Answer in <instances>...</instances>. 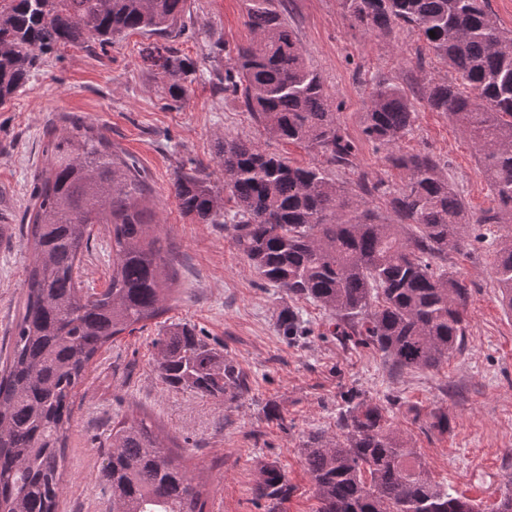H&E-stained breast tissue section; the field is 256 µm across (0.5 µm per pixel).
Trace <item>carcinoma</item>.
Wrapping results in <instances>:
<instances>
[{
    "instance_id": "carcinoma-1",
    "label": "carcinoma",
    "mask_w": 512,
    "mask_h": 512,
    "mask_svg": "<svg viewBox=\"0 0 512 512\" xmlns=\"http://www.w3.org/2000/svg\"><path fill=\"white\" fill-rule=\"evenodd\" d=\"M245 2L251 37L224 69V92L240 98L269 136L312 147L330 165H351L356 147L275 0ZM185 5L0 0V106L30 80L38 53L103 48L129 30L172 42L185 29ZM340 6L366 32L410 29L456 72L458 80H431L420 95L472 143L500 210L468 214L434 156L400 151L415 104L391 83L373 85L363 133L391 149L387 160L403 175V187L389 199L397 224L365 199L381 186L362 183V195L351 196L322 166L292 165L231 137L216 143L224 183L178 172L172 190L199 224L224 223L225 205L233 203L239 252L269 283L328 310L340 343L373 347L397 373L436 369L465 346L469 289L435 259L460 249L471 224L510 225L499 236L493 273L512 311V33L486 0H340ZM145 58L161 70L173 100L187 97L193 61L171 46L164 55L149 49ZM65 122L69 131L52 143L33 193L25 224L32 259L0 371V512H56L63 448L90 364L118 335L159 316L173 284L140 170L102 131L76 117ZM96 224L112 229V276L107 288L90 293L79 286L76 269ZM278 325L285 336L302 329L289 310ZM156 346V370L168 387L219 402L245 389L234 361L184 324L170 326ZM339 425L342 436L315 432L302 444L316 512H476L471 501L432 481L381 404L360 399L341 413ZM108 440L101 474L112 512H205L206 489L150 418L118 422ZM288 492L282 470L263 465L255 494L272 504L269 512H278Z\"/></svg>"
}]
</instances>
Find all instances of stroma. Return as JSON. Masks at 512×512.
Instances as JSON below:
<instances>
[{
  "label": "stroma",
  "instance_id": "obj_1",
  "mask_svg": "<svg viewBox=\"0 0 512 512\" xmlns=\"http://www.w3.org/2000/svg\"><path fill=\"white\" fill-rule=\"evenodd\" d=\"M285 5L307 64L319 73L357 146L352 166L331 170L339 185L402 186L386 150L363 134L372 85L390 82L415 99L416 121L403 152L436 157L467 212L497 209L469 140L445 113L416 97L418 87L448 70L434 57L418 63L424 44L414 33L399 26L387 34L365 32L351 25L339 0ZM244 14V0H187L194 33L175 47L194 60L197 72L182 102L171 100L165 78L142 58L144 48L163 45V38L132 31L102 51L65 47L42 54L26 87L0 107V224L12 227L11 239L0 243V357L9 348L31 262L21 222L60 115L102 129L146 175L175 275L166 311L103 348L79 389L57 512H112L100 479L103 448L113 424L135 412L156 420L176 440L192 474L206 482V512H267L254 494L264 463L279 466L288 480L290 496L279 512H315L318 501L300 448L308 434H338L336 417L353 394L388 406L394 427L435 481L473 500L479 512H493L512 475V311L501 305L492 272L504 225L473 226L468 245L439 261L469 290L464 349L438 369L399 375L380 352L340 344L318 303L288 297L263 279L236 249L230 226L196 223L180 209L171 190L176 172L200 169L212 182H223L214 153L224 136L254 141L297 164L325 162L317 152L265 135L241 102L224 93V68L250 38ZM205 32L224 50L210 53ZM110 243L109 225H95L79 266L82 288H106ZM284 309L300 315L306 335L280 333L277 315ZM178 323L233 359L247 378V392L218 402L163 384L155 343ZM271 404L280 418L267 416ZM440 409L448 413L447 433L426 431L431 413Z\"/></svg>",
  "mask_w": 512,
  "mask_h": 512
}]
</instances>
